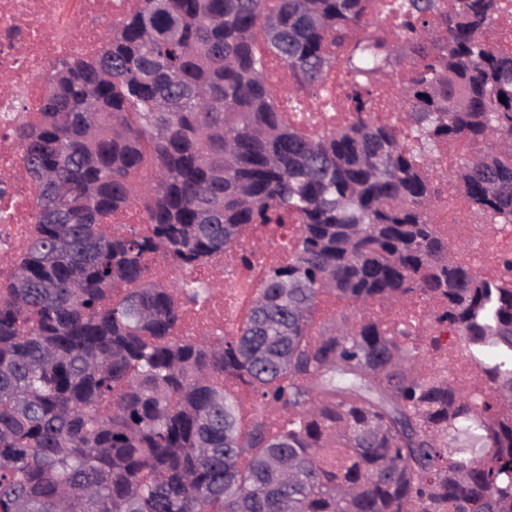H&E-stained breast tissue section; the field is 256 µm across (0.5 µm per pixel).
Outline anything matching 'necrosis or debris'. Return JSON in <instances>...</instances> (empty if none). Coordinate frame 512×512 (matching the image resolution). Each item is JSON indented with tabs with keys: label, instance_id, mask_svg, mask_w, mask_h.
I'll list each match as a JSON object with an SVG mask.
<instances>
[{
	"label": "necrosis or debris",
	"instance_id": "1",
	"mask_svg": "<svg viewBox=\"0 0 512 512\" xmlns=\"http://www.w3.org/2000/svg\"><path fill=\"white\" fill-rule=\"evenodd\" d=\"M141 0H0V75L9 77L0 88V173L17 168L20 146L11 129L16 122L35 120L43 82L52 61L63 56H86L99 46L103 25L117 24L136 10ZM266 83L289 123L314 135L349 122L347 94L355 80L342 63L329 70L324 85L311 96L305 112H295L282 87L283 69L270 65ZM36 188L26 181L12 182L8 194L0 197V288L9 280L16 264L17 247L28 236L36 214ZM440 233L454 244L467 242L463 264L485 276L498 277L504 258L512 257V225L476 223L463 194L446 188L441 207L434 217ZM297 222L259 227L255 233L260 257L252 268H242L237 253L231 252L196 267H179L158 259L150 266L151 277L162 283H194L206 288L201 302L189 307L177 329L178 335L195 336L207 330L227 334L230 326L245 313L253 284L264 268L287 260L295 246ZM436 300L417 298L401 306L382 305L374 315L390 329L407 324L435 335L429 313ZM430 373H449L455 386L470 389L476 367L451 345L433 351L428 362Z\"/></svg>",
	"mask_w": 512,
	"mask_h": 512
}]
</instances>
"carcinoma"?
Segmentation results:
<instances>
[{
    "label": "carcinoma",
    "instance_id": "obj_1",
    "mask_svg": "<svg viewBox=\"0 0 512 512\" xmlns=\"http://www.w3.org/2000/svg\"><path fill=\"white\" fill-rule=\"evenodd\" d=\"M142 0L92 57L55 63L40 118L14 127L38 187L35 230L0 301V512H512V259L489 280L433 224L428 165L464 140L448 182L512 224V54L484 33L504 0ZM303 105L336 53L359 76L345 126L288 125L255 47ZM407 75L395 125L377 85ZM137 207L149 233L104 220ZM298 220L222 338L175 335L200 288L156 282L257 224ZM365 311L313 329L320 295ZM436 298L476 390L413 373L379 303ZM247 385L273 428L245 418ZM108 412L100 413L103 404Z\"/></svg>",
    "mask_w": 512,
    "mask_h": 512
}]
</instances>
